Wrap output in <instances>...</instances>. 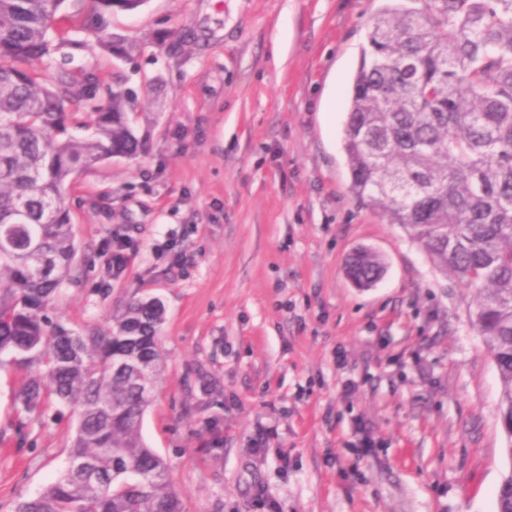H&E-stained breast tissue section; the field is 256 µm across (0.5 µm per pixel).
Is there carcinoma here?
I'll return each instance as SVG.
<instances>
[{
	"label": "carcinoma",
	"mask_w": 512,
	"mask_h": 512,
	"mask_svg": "<svg viewBox=\"0 0 512 512\" xmlns=\"http://www.w3.org/2000/svg\"><path fill=\"white\" fill-rule=\"evenodd\" d=\"M64 0H0V368L35 369L16 395L33 414L54 396L77 410L66 469L13 512H181L167 464L145 443L161 371L164 309L138 299L105 328L49 316L76 256L65 186L82 169L131 158L133 96L78 84L58 66L90 44L115 55L113 11L145 0H90L71 38L51 35ZM389 0L372 18L343 149L356 200L382 211L435 267L476 292L472 324L501 383L512 431V0ZM383 273L361 250L359 285ZM496 512H512V485Z\"/></svg>",
	"instance_id": "carcinoma-1"
}]
</instances>
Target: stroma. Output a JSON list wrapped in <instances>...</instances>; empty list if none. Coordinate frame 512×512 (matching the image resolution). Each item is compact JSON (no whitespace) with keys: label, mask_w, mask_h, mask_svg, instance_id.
<instances>
[{"label":"stroma","mask_w":512,"mask_h":512,"mask_svg":"<svg viewBox=\"0 0 512 512\" xmlns=\"http://www.w3.org/2000/svg\"><path fill=\"white\" fill-rule=\"evenodd\" d=\"M383 0H146L66 68L137 105L134 159L67 187L77 262L53 319L105 324L159 299L163 367L142 436L184 512H495L512 470L475 293L350 189L353 75ZM131 259L108 264L113 246ZM378 252L371 287L350 255ZM0 370V512L67 464L76 424Z\"/></svg>","instance_id":"35a3bbf8"}]
</instances>
